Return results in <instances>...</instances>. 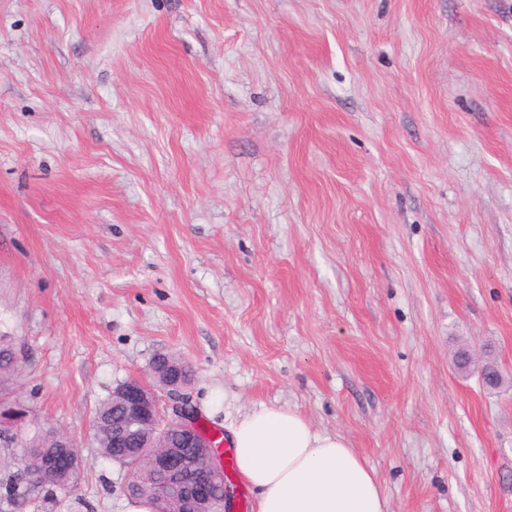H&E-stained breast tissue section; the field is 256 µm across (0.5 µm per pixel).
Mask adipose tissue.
<instances>
[{"label": "adipose tissue", "instance_id": "adipose-tissue-1", "mask_svg": "<svg viewBox=\"0 0 512 512\" xmlns=\"http://www.w3.org/2000/svg\"><path fill=\"white\" fill-rule=\"evenodd\" d=\"M228 443L255 512H390L374 469L342 435L314 430L297 411H251Z\"/></svg>", "mask_w": 512, "mask_h": 512}]
</instances>
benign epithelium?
<instances>
[{
    "label": "benign epithelium",
    "mask_w": 512,
    "mask_h": 512,
    "mask_svg": "<svg viewBox=\"0 0 512 512\" xmlns=\"http://www.w3.org/2000/svg\"><path fill=\"white\" fill-rule=\"evenodd\" d=\"M166 369L169 415L162 413L157 391L145 380L130 379L112 390L129 418L115 434L114 446L124 449L118 457H135L125 485L133 482L137 468L151 477L162 496L177 499L181 512H218L217 505L226 501V494L217 490L224 474V451L216 442L217 435L200 426L186 397L180 366L168 364ZM26 418L24 409L0 408V432L10 431V446H19L18 429ZM56 438L60 448L39 460L40 475L66 476L77 469L78 458L68 446V433L59 429Z\"/></svg>",
    "instance_id": "benign-epithelium-1"
}]
</instances>
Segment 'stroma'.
<instances>
[{
    "label": "stroma",
    "mask_w": 512,
    "mask_h": 512,
    "mask_svg": "<svg viewBox=\"0 0 512 512\" xmlns=\"http://www.w3.org/2000/svg\"><path fill=\"white\" fill-rule=\"evenodd\" d=\"M0 332L77 491L113 387L340 433L391 512H512V0H0ZM492 347L508 381L486 390Z\"/></svg>",
    "instance_id": "obj_1"
}]
</instances>
